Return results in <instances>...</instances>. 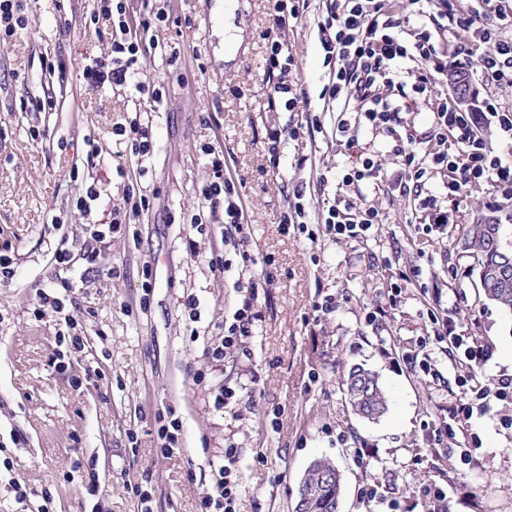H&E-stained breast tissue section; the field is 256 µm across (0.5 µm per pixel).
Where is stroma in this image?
Masks as SVG:
<instances>
[{
	"mask_svg": "<svg viewBox=\"0 0 512 512\" xmlns=\"http://www.w3.org/2000/svg\"><path fill=\"white\" fill-rule=\"evenodd\" d=\"M148 4L169 16L146 33L138 74L163 92L151 116L156 149L139 182L151 207L121 225L92 264L81 258L89 227L123 206L130 182L116 172L113 130L133 117L135 91L84 76L106 60L112 26L92 22L97 0H23L31 25L0 43V253L18 258L15 277L0 283V442L10 460L0 473V512L23 510L5 486L10 479L50 491L55 512H140V488L150 492L153 512H200L230 446L240 461L237 512H292L300 478L320 457L343 475L340 512H390L394 500L405 510L426 485L444 480L451 512H512V428L501 423L512 408L496 402L473 417L482 440L475 463H461L460 434L449 439L448 453L428 449L433 423L461 397L468 373L434 338L424 305L425 293L441 292L443 306L460 313L459 333L492 346L478 382L512 374V314L479 297L478 268L460 243L463 225L493 209L512 249V199L495 197L490 183L472 184L450 204L453 223L427 229L417 224L411 197L370 186L353 198L381 212L367 237L338 240L322 231L312 240L297 225H282L298 185L310 221H323L324 201L359 154L380 157L383 184L401 172L371 132H360L356 151L336 140L337 114L319 97L323 0H310L287 34L296 80L309 93L303 108L322 131L289 142L276 169L266 129L297 116L267 105L269 0L128 2L135 16ZM46 96L53 110L32 109L31 100ZM35 128L42 141L32 140ZM89 139L101 148L91 159ZM210 147L223 153L243 205L240 251L224 243L223 207L198 204ZM75 169L98 180L100 197L87 213L75 207ZM61 242L75 258L67 269L52 260ZM215 254L224 271L212 269ZM395 284L402 293L393 301ZM40 288L62 290L67 318L35 314ZM252 294L261 319L248 356L213 360L208 345ZM326 296L336 308L325 315L314 304ZM372 310L379 313L373 323L366 319ZM69 318L82 328L85 348L61 370L57 334ZM421 351L437 359L438 377L404 365L403 354ZM340 358L379 373L389 396L379 420L361 419L345 403ZM226 386L237 389V401L214 408ZM174 417L181 429L165 455L158 430ZM359 448L369 449L367 463L356 462ZM91 463L96 497L82 480ZM369 478L381 496L364 503L360 489Z\"/></svg>",
	"mask_w": 512,
	"mask_h": 512,
	"instance_id": "1",
	"label": "stroma"
}]
</instances>
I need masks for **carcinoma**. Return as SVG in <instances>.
<instances>
[{"mask_svg":"<svg viewBox=\"0 0 512 512\" xmlns=\"http://www.w3.org/2000/svg\"><path fill=\"white\" fill-rule=\"evenodd\" d=\"M500 232V224L491 219L487 224H467L463 231L464 247L477 260L485 299L505 311L512 312V278L502 281L492 272L497 253L489 232ZM348 402L354 413L367 420L380 418L388 409V396L378 375L361 366L352 365L340 376ZM342 474L329 458L313 460L298 486L293 512H339Z\"/></svg>","mask_w":512,"mask_h":512,"instance_id":"carcinoma-1","label":"carcinoma"}]
</instances>
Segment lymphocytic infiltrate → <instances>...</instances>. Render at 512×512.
<instances>
[{"label":"lymphocytic infiltrate","mask_w":512,"mask_h":512,"mask_svg":"<svg viewBox=\"0 0 512 512\" xmlns=\"http://www.w3.org/2000/svg\"><path fill=\"white\" fill-rule=\"evenodd\" d=\"M309 0H273L270 23L264 33L266 70L275 82L268 92L270 107L298 111L306 100V91L292 87L289 77L296 72L295 59L284 39L288 27L302 17ZM98 12L115 19L120 32L113 40L110 62L87 69L85 77L96 85L134 86L142 101V113L117 130L123 156L133 160L138 174L148 171L155 144L149 112L162 100L159 86L137 80L139 58L146 47L133 37L123 0H98ZM328 20L320 31L325 82L321 99L335 103L340 118L336 134L346 147H354L361 130L383 136L391 154L403 166L404 177L398 180L400 192L413 196L420 212L430 223L448 221L436 195L428 191L430 169L447 171L449 195L457 196L473 182L490 181L498 196L512 198V165L502 164L491 155L479 131L486 119H494L498 128L512 134V108L486 100L481 111H461L454 99L441 98L434 113L433 137L437 148L429 164L417 163L412 131L402 118L410 111L411 97L431 93L437 74L448 69L447 32L459 39L484 45L480 59V77L488 85L512 86V0H473L470 11H461L458 0H328ZM211 174L198 190V197L209 205L224 207V237L232 239L241 231L243 212L231 179L224 176V157L213 154ZM381 164L373 157L361 158L356 166L345 169L338 184L339 192L327 209L325 230L334 237L355 238L365 235L379 220L372 206H355L346 194L347 187L377 179ZM259 319L252 301H244L225 326L220 342L210 345L208 355L221 359L242 350L253 335ZM433 336L445 342L449 353L460 365L474 368L487 362L492 350L479 343L465 344L457 332L453 314L444 312L432 320ZM512 398V376L494 381L492 387L475 389L473 395L461 397L442 418L439 437L456 435L474 413L487 412L489 399ZM217 493L205 497L201 512H236L239 493L238 455L235 449L224 451V461L217 472Z\"/></svg>","instance_id":"1"}]
</instances>
